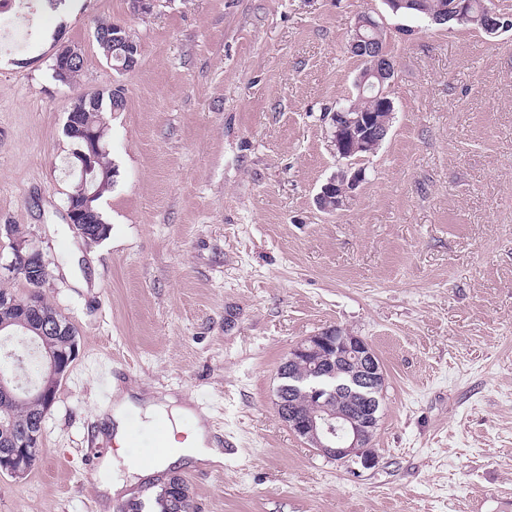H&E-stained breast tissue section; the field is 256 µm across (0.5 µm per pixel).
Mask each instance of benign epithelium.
Returning <instances> with one entry per match:
<instances>
[{
    "label": "benign epithelium",
    "instance_id": "7a95c632",
    "mask_svg": "<svg viewBox=\"0 0 512 512\" xmlns=\"http://www.w3.org/2000/svg\"><path fill=\"white\" fill-rule=\"evenodd\" d=\"M378 27L379 23L370 14L359 15L355 21V33L350 45L366 62L365 70L359 72L355 80L357 94L361 96L365 91L372 90L375 92V99L386 108L393 105L384 89L386 80L394 74L393 61L384 50L360 33L362 28L376 30ZM82 58L83 53L79 47L71 44L59 45L53 54L54 77L66 80L70 68ZM372 76L379 80V84L368 82ZM93 103L94 99L89 96H74L64 132L71 138L83 140L87 147V150L79 149L75 154L79 179L75 192L69 194V224L81 237L91 236L96 241L98 236L91 235L92 228L85 223L86 208L77 205V199L80 197L88 202L98 197L99 191H90L96 180L99 179L103 183L109 180L106 169H95L96 155L101 152L98 133L79 122V111ZM324 117L329 124L333 153L336 154L341 166L321 187L315 203L320 208L322 199L331 195L334 204L326 208V211L335 212L353 199L356 190L365 180V171L358 165L360 158L355 156V152L366 147L379 148L388 135L389 127L379 125L371 113L359 112L350 117L343 108L327 112ZM12 245L15 258L8 264V268L14 269L20 260L23 271L31 280L43 282L48 265L43 253L32 248L26 239H16ZM2 303L31 315L39 313V303L34 293L24 300L1 295L0 304ZM328 352L351 364L348 375L352 381L370 393L382 395L385 376L371 345L364 338L335 327L324 329L298 342L290 350L286 365L282 366L279 373L282 374L294 365L303 363L313 377H330L332 372L326 370L323 365ZM75 356L74 346L68 351L48 353L42 359L41 376L35 382L24 385L19 382L16 373L22 366V358L12 351L5 352L4 358L8 365L0 371V396L5 399L22 400L33 394L45 407H51L57 396L58 383L67 377ZM313 396L318 401L315 411L299 414L283 400L282 393H277L278 412L288 428L309 447L329 459L350 466L358 463L364 467L370 466L374 460L371 441L379 421L380 407L366 405L344 412L334 411L329 409L328 397L323 395V390H313ZM41 436L42 423L38 422L22 441L11 440L6 443L0 449V473L16 477L26 474L34 454L40 447Z\"/></svg>",
    "mask_w": 512,
    "mask_h": 512
}]
</instances>
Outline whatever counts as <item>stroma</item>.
<instances>
[{"label":"stroma","instance_id":"1","mask_svg":"<svg viewBox=\"0 0 512 512\" xmlns=\"http://www.w3.org/2000/svg\"><path fill=\"white\" fill-rule=\"evenodd\" d=\"M363 13L394 61V119L356 197L326 213L323 114L356 95ZM99 19L135 35V69L107 63ZM0 22L29 32L0 51V225L42 251V292L78 331L40 456L0 474V512H115L109 472L84 466L115 452L94 419L98 361L191 394L223 435L222 470H179L192 512H512V29L437 26L383 0H157L144 17L129 0L61 15L0 0ZM58 42L84 54L82 91L125 96L106 115L116 175L95 243L67 216ZM331 326L365 338L386 375L377 462L356 474L275 405L291 348Z\"/></svg>","mask_w":512,"mask_h":512}]
</instances>
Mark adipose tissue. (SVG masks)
Instances as JSON below:
<instances>
[{"instance_id":"1","label":"adipose tissue","mask_w":512,"mask_h":512,"mask_svg":"<svg viewBox=\"0 0 512 512\" xmlns=\"http://www.w3.org/2000/svg\"><path fill=\"white\" fill-rule=\"evenodd\" d=\"M139 410L148 423L163 421L165 432L162 447L156 460L148 464H128L121 466L116 458L109 457L103 462L105 470L114 477L104 484L103 490L109 495L128 491L133 486L153 474L170 468L181 461L209 462L221 460L219 449L208 443V432L202 417L196 416L188 404L179 403L171 395L153 396L139 390H125L119 387L112 390V402L106 409L108 427L117 444H124L128 433L127 415L129 411ZM193 417L195 425L191 434H184L183 417Z\"/></svg>"}]
</instances>
